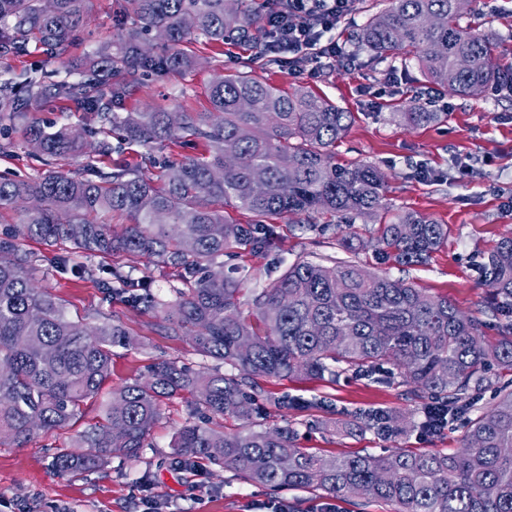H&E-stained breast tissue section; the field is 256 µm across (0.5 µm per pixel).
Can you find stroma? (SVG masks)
Masks as SVG:
<instances>
[{
    "label": "stroma",
    "instance_id": "1",
    "mask_svg": "<svg viewBox=\"0 0 512 512\" xmlns=\"http://www.w3.org/2000/svg\"><path fill=\"white\" fill-rule=\"evenodd\" d=\"M377 0H360L355 19L342 23L335 36L352 54L349 62L324 67L311 78L287 66L260 60L259 45L248 42L218 48L194 41L195 67L180 75L149 76L124 104L125 110L144 107L192 111L208 107L207 88L216 73H245L291 91L305 86L328 98L353 115L348 132L332 153L340 164H370L386 177L387 208L378 220H387L400 210L422 213L448 227V242L426 264L405 267L379 260L372 230L375 221L342 218L325 221L318 214L276 219L275 239L262 248H246L233 258L221 257L223 272L243 283L241 310L250 313L255 291L270 287L295 260L304 258L327 265L353 259L377 275L403 280L436 295L448 297L461 311L480 316L483 334L496 342L506 323L504 316L488 309L491 289L482 267L498 241L512 237V95L487 93L463 98L442 94L434 109L440 121L417 127L405 125L400 113L408 111L416 97L428 92L417 61L376 60L359 50L352 38L359 25L375 13ZM473 27L493 30L507 49L499 62L512 64V0H500L490 9L487 0H475ZM117 0H92L87 25L77 35L66 61L75 64L84 53L111 39ZM403 69L401 84L381 82L389 65ZM201 145L149 152L136 144H125L110 156H93V167L105 172L116 168L138 170L154 176L153 158H188L198 155ZM470 165L461 175V165ZM351 236L354 252L339 245ZM113 265L129 271L133 278L151 279L154 290L174 299L183 281L178 271L143 260L133 262L116 256ZM39 283L64 304L70 318L103 312L128 333L130 346L115 348L108 388H116L143 374L157 358H175L193 368L209 366L198 355L188 336L172 337L152 314L130 306L123 298L104 299L91 284L58 271L40 273ZM256 423L269 427L292 425L299 433V447L322 456L379 454L388 445L422 452L452 453L460 450L466 436L462 420L449 421L442 434L422 437L421 406L409 386L387 381L381 374L362 376L346 373L336 380L262 379ZM385 410L409 415L406 432L387 442L369 429L345 432L351 414ZM90 407L86 418L66 428L42 433L25 447L0 445V512H144L145 500L157 504V512H250L254 503L280 497L293 512H318L325 496L303 489L272 493L236 479L221 468L185 467L176 464L171 448L178 428L196 421L189 395H177L162 403V417L141 457L128 460L112 456L101 467L72 477L51 467L55 449L65 447L95 417Z\"/></svg>",
    "mask_w": 512,
    "mask_h": 512
}]
</instances>
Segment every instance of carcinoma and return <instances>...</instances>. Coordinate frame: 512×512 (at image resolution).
Listing matches in <instances>:
<instances>
[{
  "label": "carcinoma",
  "mask_w": 512,
  "mask_h": 512,
  "mask_svg": "<svg viewBox=\"0 0 512 512\" xmlns=\"http://www.w3.org/2000/svg\"><path fill=\"white\" fill-rule=\"evenodd\" d=\"M112 39L84 55L78 78L55 67L88 21V0H0V58L27 52L42 58L17 77L0 72V153L13 146L10 127H25L28 152L46 171L35 179L0 177V217L19 214L0 238V440L23 448L37 432L65 428L85 415L112 374V348L126 346L125 330L101 313L67 317L62 303L38 286L42 259L21 253V241H66L75 253L158 262L184 272L185 287L169 301L120 268L101 269L67 256L53 264L72 276L124 295L152 313L175 337L191 336L195 351L226 370L192 371L176 359L112 391L94 422L69 448H58L52 467L64 475L98 468L114 454L140 457L161 419L163 400L188 393L202 416L184 425L172 448L181 462L197 460L234 472L243 482L272 491L302 488L336 499L391 504L396 512H512V381L495 402L467 422L457 453L390 448L382 454L322 458L295 447L290 426L255 428L246 388L257 378H334L393 366L391 379L412 386L431 411L433 434L443 415L470 411L491 367L512 372V322L492 345L482 321L460 312L448 297L400 280L379 277L353 260L332 266L297 260L269 288L254 294L250 315L238 311V280L216 276L213 266L234 247H262L274 238L263 219L325 211L372 218L385 209V176L367 164L340 165L330 148L348 131L352 113L300 87L293 91L241 73L219 72L208 89L209 108H150L115 112L144 76L191 70L187 44L248 41L259 30L258 0H122ZM383 8L357 33L358 46L376 58L414 56L435 88L479 96L505 70L493 57L491 31L463 27L474 0H382ZM135 18L126 27L125 17ZM63 100L98 124L94 152H112V134L151 149L193 137L198 157L167 162L153 179L131 169L100 173L56 169L58 161L86 153L73 127L27 122L33 105ZM409 126L438 120L436 112L399 113ZM257 217L230 222L226 207ZM123 216L120 234L100 215ZM448 241V227L414 211H399L376 230V250L402 266L427 261ZM496 311L512 313V237L501 239L483 267ZM241 422L226 434L213 418ZM410 422L388 412L355 416L356 426L391 439Z\"/></svg>",
  "instance_id": "obj_1"
}]
</instances>
